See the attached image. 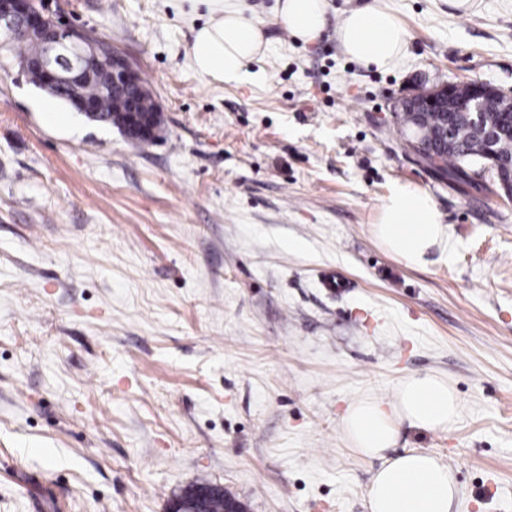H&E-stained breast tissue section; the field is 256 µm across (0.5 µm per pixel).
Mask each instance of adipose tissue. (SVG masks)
<instances>
[{
    "label": "adipose tissue",
    "instance_id": "1",
    "mask_svg": "<svg viewBox=\"0 0 512 512\" xmlns=\"http://www.w3.org/2000/svg\"><path fill=\"white\" fill-rule=\"evenodd\" d=\"M217 20L199 27L190 55L195 69L217 81L235 80L266 49L260 25L245 16V0H209ZM328 0H277L275 15L294 38L319 40L328 24ZM336 40L352 61L380 70L396 68L407 54L408 33L384 0H364L336 28ZM373 234L387 252L412 265L424 264L448 241L446 226L431 197L408 183H397L382 203ZM461 399L445 376L425 371L407 375L394 401L367 396L351 402L342 416L349 448L381 466L365 492L368 512H453L458 486L452 471L426 451H387L401 425L425 430L452 429Z\"/></svg>",
    "mask_w": 512,
    "mask_h": 512
}]
</instances>
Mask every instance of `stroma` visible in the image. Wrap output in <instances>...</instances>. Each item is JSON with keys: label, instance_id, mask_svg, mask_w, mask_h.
<instances>
[{"label": "stroma", "instance_id": "obj_1", "mask_svg": "<svg viewBox=\"0 0 512 512\" xmlns=\"http://www.w3.org/2000/svg\"><path fill=\"white\" fill-rule=\"evenodd\" d=\"M45 2L110 36L165 127L135 148L74 110L47 123L0 56V512H167L202 477L246 512H367L379 463L342 415L428 370L460 417L398 449L450 467L457 512H512V200L488 171L436 179L394 116L464 80L512 98V0H386L409 34L389 71L336 40L360 0H329L308 45L245 0L267 48L224 82L192 64L189 0ZM397 183L447 227L422 266L372 233Z\"/></svg>", "mask_w": 512, "mask_h": 512}]
</instances>
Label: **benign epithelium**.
Returning <instances> with one entry per match:
<instances>
[{"label": "benign epithelium", "instance_id": "obj_1", "mask_svg": "<svg viewBox=\"0 0 512 512\" xmlns=\"http://www.w3.org/2000/svg\"><path fill=\"white\" fill-rule=\"evenodd\" d=\"M73 25L62 17H53L36 0H0V46L6 44L18 34L42 36L45 38L48 54L39 64L45 85L69 74L78 77L88 65H97L112 74V84L136 86L140 84L136 69L121 55L109 52L101 44H90L87 51L72 54L62 52L67 44L74 42ZM498 95L491 85L478 81H462L445 84L423 90L413 96L421 108L437 110L448 109V101L455 99L462 111L471 113L476 119H482L486 97ZM126 124L143 143L156 139L161 127V112H142L137 99L128 102ZM206 494L196 492L193 495L182 494L174 498L168 512H206Z\"/></svg>", "mask_w": 512, "mask_h": 512}]
</instances>
